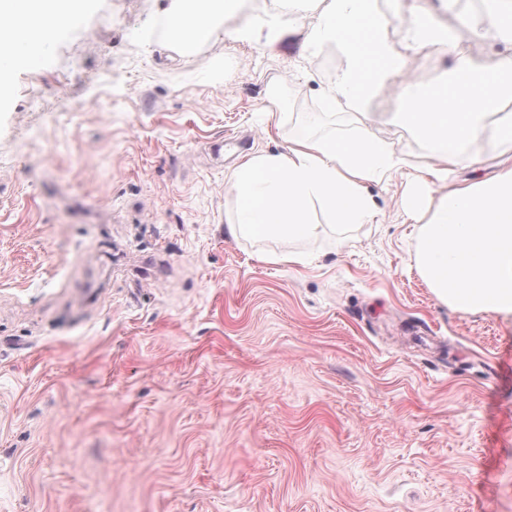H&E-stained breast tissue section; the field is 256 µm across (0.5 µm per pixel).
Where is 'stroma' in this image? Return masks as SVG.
<instances>
[{"label": "stroma", "mask_w": 512, "mask_h": 512, "mask_svg": "<svg viewBox=\"0 0 512 512\" xmlns=\"http://www.w3.org/2000/svg\"><path fill=\"white\" fill-rule=\"evenodd\" d=\"M168 5L91 0L0 86V512H512V317L455 310L415 266L428 146L372 127L409 164L369 184L371 223L228 235L243 158L207 143L352 130L323 107L341 54L308 47L316 0L254 40L232 34L270 10L242 5L189 52ZM427 5L399 88L439 83L452 42L512 52L496 20L461 24L481 0ZM500 160L478 139L457 178Z\"/></svg>", "instance_id": "obj_1"}]
</instances>
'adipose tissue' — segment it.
<instances>
[{"label": "adipose tissue", "instance_id": "1", "mask_svg": "<svg viewBox=\"0 0 512 512\" xmlns=\"http://www.w3.org/2000/svg\"><path fill=\"white\" fill-rule=\"evenodd\" d=\"M89 0H0L12 24L0 30V50L18 37L36 41L50 16L77 18ZM238 0H172L169 41L184 50L208 41ZM483 10L466 14L465 26L485 35L488 18L498 21L501 41L512 44V0H483ZM415 33L394 44L391 17L375 0H328L309 45L331 43L343 63L326 100L328 109L358 116L357 127L342 136L301 137L286 152L251 157L233 173L231 190L236 218L226 231L305 236L315 228L316 212L331 223L365 224L376 210L367 185L400 171L406 164L392 143L373 137L370 126L386 122L424 141L433 159L421 169L407 197L410 210L424 208L431 185L447 186L426 223L415 253L417 269L439 300L464 313L512 316V165L493 175L460 185L455 170L464 147L495 129L498 144L512 148V53L494 67L465 51L453 54L449 77L440 85H412L394 111L373 108L392 77L419 59L425 36L436 32L437 19L423 0H413ZM496 123H489V116Z\"/></svg>", "mask_w": 512, "mask_h": 512}]
</instances>
